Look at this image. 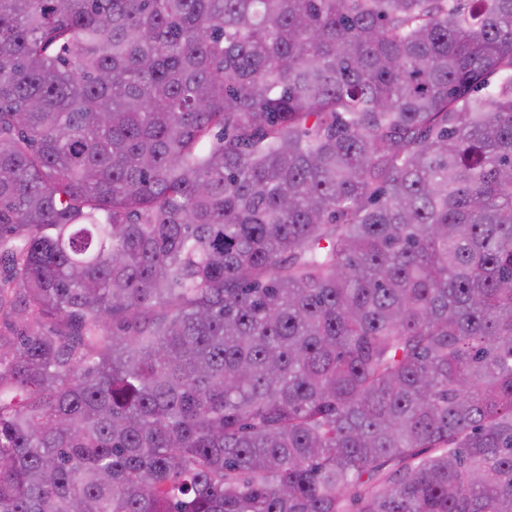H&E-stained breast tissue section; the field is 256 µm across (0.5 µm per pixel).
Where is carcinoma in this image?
Returning a JSON list of instances; mask_svg holds the SVG:
<instances>
[{"label":"carcinoma","instance_id":"carcinoma-1","mask_svg":"<svg viewBox=\"0 0 512 512\" xmlns=\"http://www.w3.org/2000/svg\"><path fill=\"white\" fill-rule=\"evenodd\" d=\"M0 512H512V0H0Z\"/></svg>","mask_w":512,"mask_h":512}]
</instances>
